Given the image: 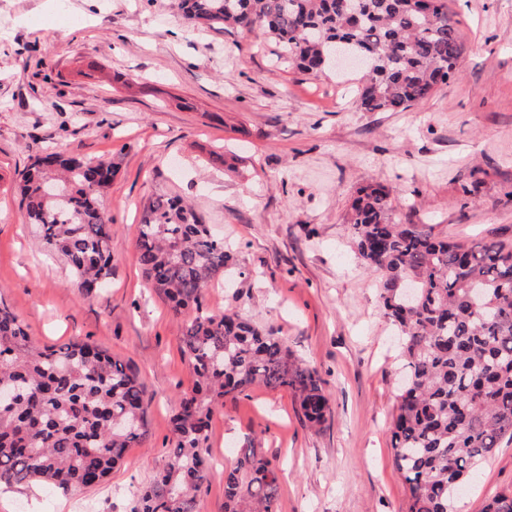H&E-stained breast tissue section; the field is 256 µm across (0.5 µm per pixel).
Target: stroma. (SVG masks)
Instances as JSON below:
<instances>
[{"mask_svg":"<svg viewBox=\"0 0 512 512\" xmlns=\"http://www.w3.org/2000/svg\"><path fill=\"white\" fill-rule=\"evenodd\" d=\"M448 12L463 37L456 78L407 110L363 112L359 74L309 76L261 34L194 27L175 0H0V297L34 344L88 341L126 362L149 407L147 441L102 484L1 488L0 512H135L167 468L171 418L194 378L183 323L137 262L143 207L158 196L189 201L236 253L205 307L280 336L331 407L312 428L289 390L227 396L198 512H224L223 465L242 448L278 467V512H408L389 429L396 329L347 216L358 191L380 185L403 221L436 236L512 242V0H448ZM60 151L118 168L102 199L112 275L89 295L20 205V172ZM510 490L512 445L454 512Z\"/></svg>","mask_w":512,"mask_h":512,"instance_id":"stroma-1","label":"stroma"}]
</instances>
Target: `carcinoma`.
I'll return each instance as SVG.
<instances>
[{"instance_id": "obj_1", "label": "carcinoma", "mask_w": 512, "mask_h": 512, "mask_svg": "<svg viewBox=\"0 0 512 512\" xmlns=\"http://www.w3.org/2000/svg\"><path fill=\"white\" fill-rule=\"evenodd\" d=\"M178 8L209 29L259 30L310 74L325 72L342 49L363 58L367 77L356 104L365 112L429 98L454 77L463 51L448 0H178ZM115 174L110 162L59 152L35 158L21 174L26 218L86 294L112 274L111 218L99 200ZM49 180L66 203L49 197ZM348 223L364 266L380 275V300L401 336L408 388L391 441L408 512H451L480 466L512 444V245L435 238L403 223L383 186L360 191ZM136 251L153 287L183 318V355L195 376L173 418L170 463L136 512H197L209 475V423L225 396L255 384L289 389L311 426L325 421L328 399L317 372L279 337L204 307V291L235 259L191 205L150 200ZM1 389L15 396L0 404V485L92 488L148 438L135 372L89 342L35 346L0 299ZM278 490V470L263 450L243 448L224 470V512H276ZM483 512H512V492L493 495Z\"/></svg>"}]
</instances>
